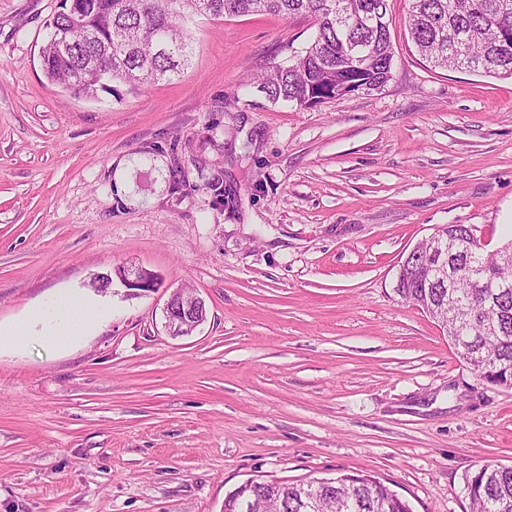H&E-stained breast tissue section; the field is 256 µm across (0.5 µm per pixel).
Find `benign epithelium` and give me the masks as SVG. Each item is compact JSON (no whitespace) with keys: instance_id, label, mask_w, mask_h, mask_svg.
I'll return each instance as SVG.
<instances>
[{"instance_id":"obj_1","label":"benign epithelium","mask_w":512,"mask_h":512,"mask_svg":"<svg viewBox=\"0 0 512 512\" xmlns=\"http://www.w3.org/2000/svg\"><path fill=\"white\" fill-rule=\"evenodd\" d=\"M463 234L458 236L449 232V225H439L426 238L430 245L427 253L423 254L418 248H413L402 262L397 281L416 280L423 293L430 295L437 292L443 301L458 304L453 293V284L460 274V263L466 252H483L485 244L471 227H462ZM115 275L127 288L144 292L159 287L157 276L136 265H121L114 269ZM165 328L172 337L191 335L198 326L206 320L205 303L196 299L195 310L182 307L175 296H170L164 307ZM336 479L316 478L305 481L302 500L308 501L307 507L318 510L319 498L314 496L318 488L326 490L335 484ZM257 481L248 480L237 489L232 498H225L224 512H235L242 503L249 500L256 491Z\"/></svg>"}]
</instances>
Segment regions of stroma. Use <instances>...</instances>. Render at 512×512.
I'll return each instance as SVG.
<instances>
[{"instance_id":"obj_1","label":"stroma","mask_w":512,"mask_h":512,"mask_svg":"<svg viewBox=\"0 0 512 512\" xmlns=\"http://www.w3.org/2000/svg\"><path fill=\"white\" fill-rule=\"evenodd\" d=\"M58 6L0 0V327L79 293L106 314L0 347V512H224L250 479L351 472L469 512L473 472L512 465V388L396 276L437 225L512 239V78L430 67L389 0L372 93L271 103L255 78L314 20L198 15L178 77L85 98L41 67ZM123 263L159 287L94 290ZM177 290L207 308L189 336L163 327Z\"/></svg>"}]
</instances>
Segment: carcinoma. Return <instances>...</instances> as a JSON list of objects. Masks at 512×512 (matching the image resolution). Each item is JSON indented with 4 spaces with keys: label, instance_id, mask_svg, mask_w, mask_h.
Listing matches in <instances>:
<instances>
[{
    "label": "carcinoma",
    "instance_id": "1",
    "mask_svg": "<svg viewBox=\"0 0 512 512\" xmlns=\"http://www.w3.org/2000/svg\"><path fill=\"white\" fill-rule=\"evenodd\" d=\"M388 0H85L78 19L56 13L51 38L42 51L48 80L77 87L93 97L104 85L102 65L112 64V82L145 88L179 73L191 50L187 17L305 15L315 20L314 41L286 65H275L256 88L272 102L300 109L337 100L352 91L380 90L391 79L393 52L389 26L370 29L364 19ZM408 32L420 55L434 67L512 78V0H409ZM365 47L369 64L354 67L348 44ZM471 264L486 286L485 301L501 310L459 322L452 343L481 376L512 380V293L497 295L498 277H511L500 256L480 254ZM301 485L261 488L254 508L238 512H309L299 501ZM471 512H512V466L483 464L468 480ZM320 512H411L379 478L347 474L322 496Z\"/></svg>",
    "mask_w": 512,
    "mask_h": 512
}]
</instances>
